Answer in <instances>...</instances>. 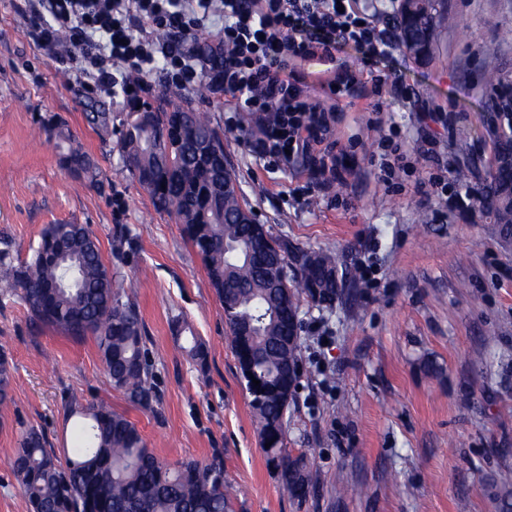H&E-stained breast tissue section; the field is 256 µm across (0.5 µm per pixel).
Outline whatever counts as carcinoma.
<instances>
[{
	"label": "carcinoma",
	"mask_w": 512,
	"mask_h": 512,
	"mask_svg": "<svg viewBox=\"0 0 512 512\" xmlns=\"http://www.w3.org/2000/svg\"><path fill=\"white\" fill-rule=\"evenodd\" d=\"M448 16L441 0H422L412 26L397 22L402 45L434 48ZM483 75L490 97L512 101V77L494 55L485 57ZM163 103H141L122 122L117 146L132 176L149 193L157 211L183 226L188 241L207 268L224 306L231 348L239 362L249 406L256 419L267 460L281 467L284 492L302 499L314 477L300 458L288 453L287 437L278 425L298 376L300 343L281 344L297 318L302 295L317 291L327 300L336 295V255L311 251L271 233L255 236L238 223L247 208L237 178L224 162L209 154L224 153V135L207 113L182 105L184 95L162 94ZM40 129L60 142V164L68 173L89 179L97 175L93 158L73 145L65 129L39 119ZM481 207L506 233L512 232V185L491 175ZM290 299L282 303L273 287L280 270ZM0 280L20 292L29 321L53 326L73 338L94 336L107 379L127 399L152 408L156 399L153 365L139 315L127 301V283L112 276L103 262L96 236L84 224H49L31 257L17 265L0 252ZM260 384L255 385L252 379ZM13 375L0 359V407L11 399ZM65 414L79 415L73 456L62 462L45 435L25 432L13 456L30 512H232L224 459L168 462L157 457L125 415L104 404L65 400ZM501 512H512V471L493 481Z\"/></svg>",
	"instance_id": "obj_1"
}]
</instances>
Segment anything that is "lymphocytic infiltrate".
Here are the masks:
<instances>
[{
    "mask_svg": "<svg viewBox=\"0 0 512 512\" xmlns=\"http://www.w3.org/2000/svg\"><path fill=\"white\" fill-rule=\"evenodd\" d=\"M32 38L86 88L131 101L160 76L165 88L188 91L208 82L235 115L262 126L258 144L274 165L312 157L331 135L341 99L359 82L346 73L323 97L305 93L296 63L335 65L345 47L360 51L375 88L391 78L381 65L392 56L390 15L366 0H26ZM442 114L419 110V147H407L397 125L378 140L377 179L395 190L413 160L426 163V196L461 204L469 190L438 175Z\"/></svg>",
    "mask_w": 512,
    "mask_h": 512,
    "instance_id": "obj_1",
    "label": "lymphocytic infiltrate"
}]
</instances>
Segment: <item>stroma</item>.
<instances>
[{
  "label": "stroma",
  "instance_id": "obj_1",
  "mask_svg": "<svg viewBox=\"0 0 512 512\" xmlns=\"http://www.w3.org/2000/svg\"><path fill=\"white\" fill-rule=\"evenodd\" d=\"M448 28L431 58L397 47L401 72L420 105L446 110L443 157L471 169L482 189L493 145L482 121L488 53L512 70V0H444ZM24 0H0V251L28 259L50 224L89 225L106 266L130 282L129 298L147 336L157 400L146 411L113 389L93 336L76 340L30 324L14 291L0 287V354L13 374L0 407V512H29L11 461L28 429L58 456L72 446L62 397L103 402L134 422L148 448L174 462L224 456L237 491L234 512H498L491 480L512 470V238L480 212L427 199L414 182L391 193L372 162L379 122L414 125L400 93L383 112L364 106L371 81L343 101L325 145L344 164L331 180L300 161L279 169L228 129L224 104L193 99L224 130V151L240 194L272 234L340 259L343 286L333 306L301 297V371L285 415L287 448L315 476L305 501L284 494L268 463L240 383L224 308L180 224L158 213L110 140L87 121L126 105L69 79L33 42ZM58 117L96 161L99 176L73 178L54 138L36 118ZM345 205L335 203V196ZM372 266V282L359 275ZM180 319L205 346L198 362L175 335Z\"/></svg>",
  "mask_w": 512,
  "mask_h": 512
}]
</instances>
